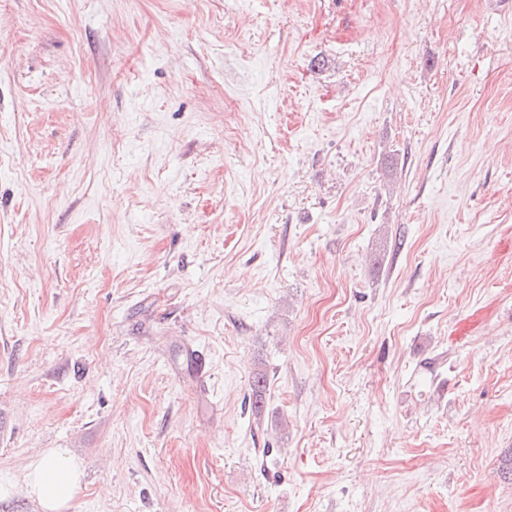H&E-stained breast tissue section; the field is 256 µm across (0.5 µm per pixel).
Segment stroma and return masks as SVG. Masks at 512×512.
Wrapping results in <instances>:
<instances>
[{
    "label": "stroma",
    "mask_w": 512,
    "mask_h": 512,
    "mask_svg": "<svg viewBox=\"0 0 512 512\" xmlns=\"http://www.w3.org/2000/svg\"><path fill=\"white\" fill-rule=\"evenodd\" d=\"M51 448L68 512H512V0H0V512Z\"/></svg>",
    "instance_id": "1"
}]
</instances>
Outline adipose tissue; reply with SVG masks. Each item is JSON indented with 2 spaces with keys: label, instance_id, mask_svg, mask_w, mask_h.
<instances>
[{
  "label": "adipose tissue",
  "instance_id": "obj_1",
  "mask_svg": "<svg viewBox=\"0 0 512 512\" xmlns=\"http://www.w3.org/2000/svg\"><path fill=\"white\" fill-rule=\"evenodd\" d=\"M78 462L63 448H51L30 464L24 488L41 512H65L82 480Z\"/></svg>",
  "mask_w": 512,
  "mask_h": 512
}]
</instances>
